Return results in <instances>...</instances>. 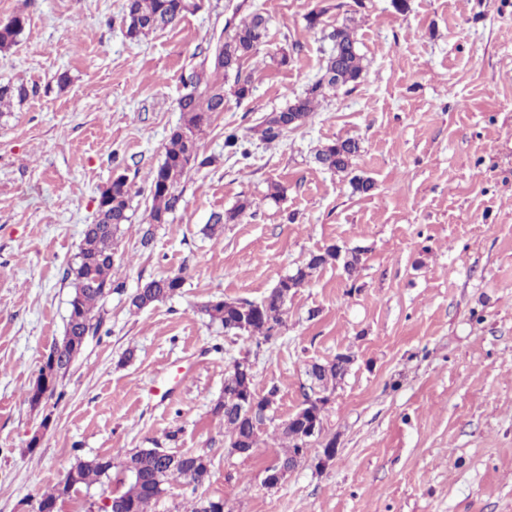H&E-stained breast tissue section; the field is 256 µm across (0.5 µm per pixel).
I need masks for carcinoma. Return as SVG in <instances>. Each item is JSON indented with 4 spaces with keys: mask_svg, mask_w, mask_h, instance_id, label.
Returning <instances> with one entry per match:
<instances>
[{
    "mask_svg": "<svg viewBox=\"0 0 512 512\" xmlns=\"http://www.w3.org/2000/svg\"><path fill=\"white\" fill-rule=\"evenodd\" d=\"M199 8L196 0H124L121 24L125 35L139 40L157 31L175 25L186 13ZM25 29V18L15 15L0 21V50L18 43ZM266 18L258 13L243 19L214 50L210 59L212 72H194L186 82L188 91L181 95L177 107L182 123L172 131L164 146L163 161L151 173V208L149 224H166L179 208L182 199V180L192 170L211 164V158L200 155L198 139L212 114L224 111V82L219 76L229 71H240L243 63L267 42ZM331 50L321 75L308 88L279 112L273 113L260 131V140L270 144L290 129H296L311 117L326 91L357 84L362 76V55L359 53L355 31L347 24L333 28L328 34ZM30 94L27 87L10 82L0 83V113L9 111L14 102L24 101ZM247 136L236 129L224 135V149L230 153L247 154L243 150ZM360 153V143L352 137H338L316 150L315 159L323 168L346 173ZM133 184L124 173L113 176L112 182L97 200L94 222L85 226L79 251L67 263L63 280L72 288L68 301V318L64 335L81 337L96 335L101 324L98 304L115 289L112 272L115 265L117 236L121 227L131 223ZM251 207L242 199L226 212L211 215L206 232L215 236L224 225L237 220ZM342 259L343 268L353 275L361 262L356 250L340 253L332 245L322 253H312L292 275L282 278L262 300L228 301L216 299L202 306L201 312L213 323L228 330H236L249 338L261 337L268 341L284 324V314L291 290L300 287L312 274L329 260ZM182 275L161 276L140 284L128 297L129 308L139 312L176 295L183 288ZM353 358L338 354L320 364L316 377H307L303 396H313L327 403L328 392L336 388L351 369ZM255 374L232 365L224 377V399L214 413L224 421L225 443L229 451L242 449L241 457L248 458L260 442V420L239 412L240 407L255 404L264 410L268 397L256 392ZM279 450L274 461L280 465H299L311 441L306 436L304 421L288 418V424L276 427ZM210 462L190 451L170 452L163 448H137L125 455L116 470L103 466L101 457L79 460L70 471L75 473V490H88L106 480L115 483L119 495L127 498V512H151L150 506L158 501L173 481L201 486L209 474Z\"/></svg>",
    "mask_w": 512,
    "mask_h": 512,
    "instance_id": "obj_1",
    "label": "carcinoma"
}]
</instances>
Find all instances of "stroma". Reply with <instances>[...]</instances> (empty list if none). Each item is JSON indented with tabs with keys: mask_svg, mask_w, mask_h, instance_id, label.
<instances>
[{
	"mask_svg": "<svg viewBox=\"0 0 512 512\" xmlns=\"http://www.w3.org/2000/svg\"><path fill=\"white\" fill-rule=\"evenodd\" d=\"M122 4L0 0V20L26 19L18 44L0 51V80L33 90L0 115V512H36L77 459L118 463L155 446L204 455L210 473L198 487L171 482L154 512L201 497L223 499L224 512H512V0H407L402 11L394 0H202L139 42L119 24ZM255 12L269 37L241 70L252 93L226 96L213 114L199 137L211 164L186 176L179 209L142 248L150 175L181 123L184 84ZM342 24L355 30L361 79L263 144L264 119L305 90ZM232 128L247 134L249 156L225 152ZM339 137L361 142L349 176L314 160ZM121 171L139 194L118 239L119 288L56 396L31 407L43 358L64 335V269ZM355 175L374 189L354 191ZM242 198L251 208L206 235L211 214ZM331 245L359 250L358 272L317 270L289 296L275 340L226 335L201 313L210 300L263 299ZM176 273L177 295L130 312L139 282ZM339 353L354 362L324 409L336 458L317 467L312 443L266 486L305 366ZM245 355L257 391L278 389L249 458L228 454L213 412Z\"/></svg>",
	"mask_w": 512,
	"mask_h": 512,
	"instance_id": "35a3bbf8",
	"label": "stroma"
}]
</instances>
